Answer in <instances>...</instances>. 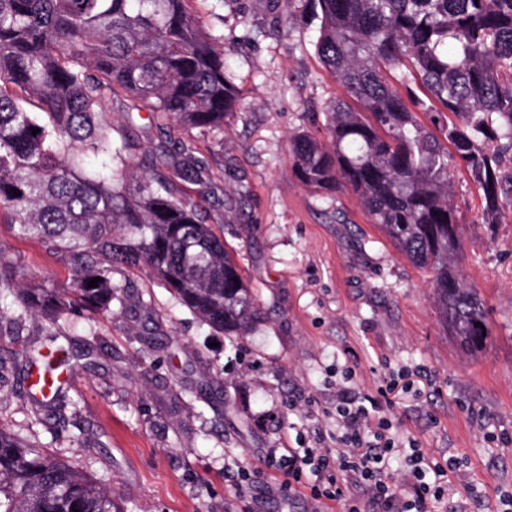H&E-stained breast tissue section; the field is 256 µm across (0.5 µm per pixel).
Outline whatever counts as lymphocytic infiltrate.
<instances>
[{
    "label": "lymphocytic infiltrate",
    "instance_id": "lymphocytic-infiltrate-1",
    "mask_svg": "<svg viewBox=\"0 0 512 512\" xmlns=\"http://www.w3.org/2000/svg\"><path fill=\"white\" fill-rule=\"evenodd\" d=\"M386 395L383 388L372 396L337 384L335 432L264 458V466L280 476L269 495L292 499L308 489L311 512H322L328 501L340 503L342 512H433L458 464L433 460L417 447L405 450L391 419L378 413ZM400 454L402 473L391 466Z\"/></svg>",
    "mask_w": 512,
    "mask_h": 512
}]
</instances>
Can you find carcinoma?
Returning <instances> with one entry per match:
<instances>
[{"instance_id": "1", "label": "carcinoma", "mask_w": 512, "mask_h": 512, "mask_svg": "<svg viewBox=\"0 0 512 512\" xmlns=\"http://www.w3.org/2000/svg\"><path fill=\"white\" fill-rule=\"evenodd\" d=\"M193 2L0 0V214L72 272L68 287L53 288L0 263V318L20 328L35 314L91 335L124 292L113 273L142 267L214 332L244 339L263 322L224 236L165 177L138 174L137 145L107 120L113 105L139 103L177 136L182 179L203 181L193 131L224 129L238 91L224 36L206 30ZM304 2L340 94L324 113L327 140L291 138L292 173L319 195H356L431 273L443 331L474 354L488 310L460 270L449 161H462L481 189L483 223H497L498 168L512 151V0ZM417 83L428 96L413 105L437 134L404 101ZM19 276L25 285L10 287ZM29 402L65 423L62 389ZM76 509L125 512L112 490L0 428V512Z\"/></svg>"}]
</instances>
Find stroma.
<instances>
[{
    "label": "stroma",
    "mask_w": 512,
    "mask_h": 512,
    "mask_svg": "<svg viewBox=\"0 0 512 512\" xmlns=\"http://www.w3.org/2000/svg\"><path fill=\"white\" fill-rule=\"evenodd\" d=\"M209 31L234 51L239 106L218 133L195 135L204 181L187 199L224 225L266 312L244 339L210 332L142 270L115 273L150 298L152 318L129 306L101 319L95 336L53 337L34 318L23 334L0 322V355L24 359L51 342L69 353L65 410L55 437L29 425L26 381L0 377V427H30L48 453L83 466L110 487L127 512H309L304 498L263 499L276 474L264 470L243 497L228 479L258 466L269 449L334 430L336 375L375 392L395 380L389 415L401 436L438 461L454 459L473 486L450 479L439 512H496L512 494V192L499 224H483V196L461 161L451 163L454 205L464 227L463 271L489 312L485 348L462 356L443 335L430 275L372 224L348 191L327 197L291 174L289 139L312 129L337 93L313 45L315 26L301 0H198ZM110 120L138 139L133 162L173 151L168 130L147 112L115 108ZM0 261L22 265L51 287L71 274L35 239L0 222Z\"/></svg>",
    "instance_id": "obj_1"
}]
</instances>
